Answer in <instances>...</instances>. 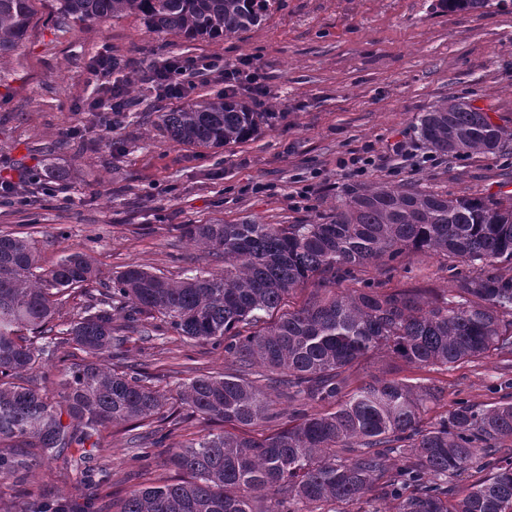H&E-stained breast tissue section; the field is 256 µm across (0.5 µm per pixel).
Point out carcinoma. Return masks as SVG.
I'll use <instances>...</instances> for the list:
<instances>
[{
  "label": "carcinoma",
  "mask_w": 512,
  "mask_h": 512,
  "mask_svg": "<svg viewBox=\"0 0 512 512\" xmlns=\"http://www.w3.org/2000/svg\"><path fill=\"white\" fill-rule=\"evenodd\" d=\"M58 17L96 22L140 15L157 33L229 38L259 24L269 0H58ZM471 11L489 0H441ZM33 0H0V56L25 36ZM274 112H254L226 95L159 115L178 144L224 146L249 139ZM421 138L443 153L486 154L512 142L469 102L450 97L424 113ZM181 232L224 260V273L173 281L128 265L108 281L90 255L75 251L50 267L26 237L0 233V478L22 479L44 464L91 458L100 429L138 434L136 459L165 447L181 424L165 409L154 375L122 363L129 335L152 340L167 319L179 335L224 345L235 369L183 385L180 405L237 428L276 423L266 433H210L172 454L187 478L139 484L121 512H296L292 506L350 504L375 489L393 512H512V402L479 408L461 402L432 426L422 412L441 400L435 385L374 378L351 387L348 372L385 353L428 367L473 361L494 350L512 356V196L448 195L416 185L353 186L317 224H183ZM434 253L479 270L453 274V299L429 288L342 289L352 271L404 253ZM328 277L306 306L272 322L291 292ZM100 282L102 289L88 288ZM85 300L67 324L58 309ZM85 353L62 372L52 395L29 376L66 347ZM288 405L278 408L280 401ZM325 407L312 412L310 404ZM80 450L74 458L71 449ZM480 462L485 475L461 490L454 477ZM105 482L87 467L80 499L29 498L16 512H95Z\"/></svg>",
  "instance_id": "1"
}]
</instances>
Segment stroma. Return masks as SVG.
<instances>
[{
    "mask_svg": "<svg viewBox=\"0 0 512 512\" xmlns=\"http://www.w3.org/2000/svg\"><path fill=\"white\" fill-rule=\"evenodd\" d=\"M56 8L57 0H34L25 38L0 57V176L22 174L44 187L27 206L0 199V232L31 238L44 265L83 250L106 278L134 264L177 280L224 270L204 246L182 238L184 224H311L332 213L350 185L512 195V146L489 155L437 153L417 132L420 113L452 96L512 130V0L454 13L439 0H274L259 25L216 40L160 34L136 14L64 24ZM102 56L134 60L143 71L175 57H205L214 67L186 76L187 98L162 102L150 83L114 71L129 108L119 129L101 136L103 113L93 104L107 92L90 83L89 68ZM244 57L260 66L268 87L251 108L279 113L275 125L207 149L161 135L158 113L222 93L224 68ZM365 155L371 165L354 174L351 159ZM447 265L441 255L409 254L390 272L358 269L351 285L447 292ZM129 361L149 364L169 407L179 385L228 368L223 349L173 333L133 344ZM391 374L443 388V400L423 414L428 424L457 402L491 407L512 391V371L493 351L448 368L375 355L352 370L356 381ZM223 430L193 418L140 463L130 435L102 428L94 460L112 474L105 512H120L138 470L152 482L176 481L173 449ZM77 480L74 471L44 465L25 483L0 481V512H15L29 494L76 495Z\"/></svg>",
    "mask_w": 512,
    "mask_h": 512,
    "instance_id": "35a3bbf8",
    "label": "stroma"
}]
</instances>
